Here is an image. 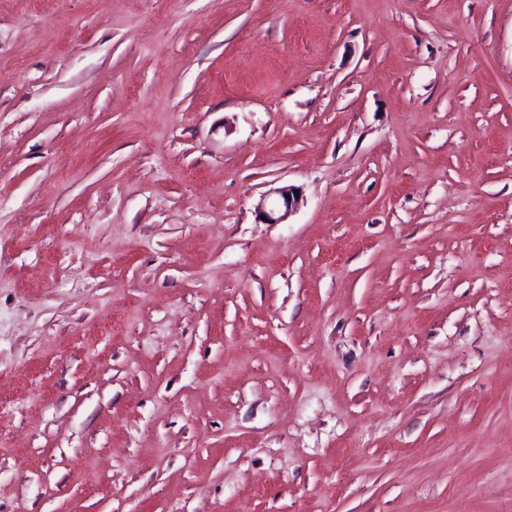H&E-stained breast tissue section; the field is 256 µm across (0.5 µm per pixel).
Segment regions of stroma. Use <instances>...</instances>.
Listing matches in <instances>:
<instances>
[{
    "label": "stroma",
    "mask_w": 512,
    "mask_h": 512,
    "mask_svg": "<svg viewBox=\"0 0 512 512\" xmlns=\"http://www.w3.org/2000/svg\"><path fill=\"white\" fill-rule=\"evenodd\" d=\"M0 512H512V0H0ZM296 192H299L298 187L293 185H283L277 188H273L266 197L274 194L275 199L271 204L268 211H264L267 224H283L289 216L295 212L301 201V196H296Z\"/></svg>",
    "instance_id": "stroma-1"
}]
</instances>
